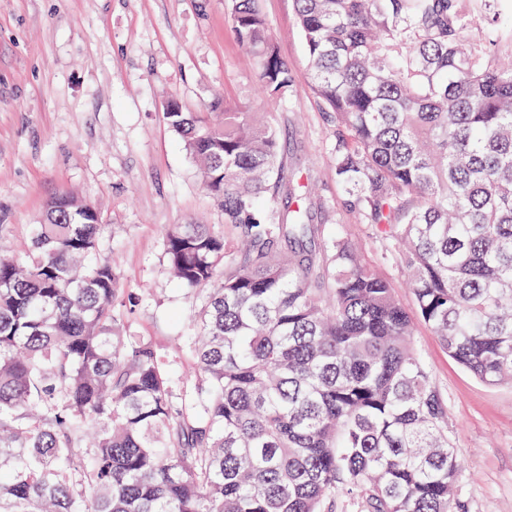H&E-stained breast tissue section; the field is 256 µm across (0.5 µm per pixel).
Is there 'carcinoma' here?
I'll return each mask as SVG.
<instances>
[{
    "mask_svg": "<svg viewBox=\"0 0 512 512\" xmlns=\"http://www.w3.org/2000/svg\"><path fill=\"white\" fill-rule=\"evenodd\" d=\"M227 2L257 95L286 100L260 0ZM293 4L344 203L409 273L413 311L350 241L274 205L272 120L173 101L231 227L165 230L199 300L177 346L192 386L134 333L143 299L97 258L96 207L52 198L28 256H0V512H466L413 319L481 381H512V65L489 49L503 33L471 35L498 0Z\"/></svg>",
    "mask_w": 512,
    "mask_h": 512,
    "instance_id": "obj_1",
    "label": "carcinoma"
}]
</instances>
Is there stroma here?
<instances>
[{
  "label": "stroma",
  "mask_w": 512,
  "mask_h": 512,
  "mask_svg": "<svg viewBox=\"0 0 512 512\" xmlns=\"http://www.w3.org/2000/svg\"><path fill=\"white\" fill-rule=\"evenodd\" d=\"M293 82L267 106L256 66L238 45L225 0H0V254L24 256L47 200L75 193L105 224L98 256L143 295L138 334L162 348L189 335L195 301L167 273L164 229L200 220L224 229L166 119L210 110L216 95L270 112L286 175L314 223L356 244L413 303L397 261L385 260L369 225L336 184L333 126L312 86L293 0H261ZM413 344L448 401L468 512H512V385H488L452 360L425 326Z\"/></svg>",
  "instance_id": "stroma-1"
}]
</instances>
